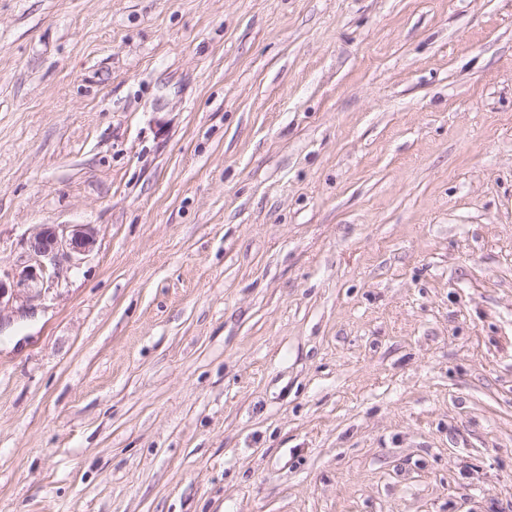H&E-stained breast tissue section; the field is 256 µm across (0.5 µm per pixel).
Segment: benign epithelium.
<instances>
[{
    "mask_svg": "<svg viewBox=\"0 0 512 512\" xmlns=\"http://www.w3.org/2000/svg\"><path fill=\"white\" fill-rule=\"evenodd\" d=\"M97 232L89 224H43L25 241L22 262L12 273L0 275V310L33 297L37 288H49L60 277L62 265L89 251Z\"/></svg>",
    "mask_w": 512,
    "mask_h": 512,
    "instance_id": "obj_1",
    "label": "benign epithelium"
}]
</instances>
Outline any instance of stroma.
<instances>
[{"label": "stroma", "instance_id": "stroma-1", "mask_svg": "<svg viewBox=\"0 0 512 512\" xmlns=\"http://www.w3.org/2000/svg\"><path fill=\"white\" fill-rule=\"evenodd\" d=\"M0 512H512V0H0ZM97 232L89 224H42L25 241L22 262L9 274L0 272V313L13 302L33 297V291L50 288L60 277L63 262L88 252Z\"/></svg>", "mask_w": 512, "mask_h": 512}]
</instances>
